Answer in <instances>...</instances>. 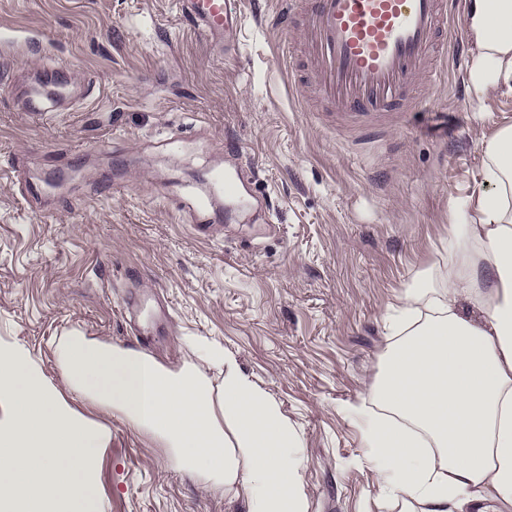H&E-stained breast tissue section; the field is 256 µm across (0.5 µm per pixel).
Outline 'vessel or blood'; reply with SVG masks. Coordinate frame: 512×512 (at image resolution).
<instances>
[{
  "label": "vessel or blood",
  "instance_id": "1",
  "mask_svg": "<svg viewBox=\"0 0 512 512\" xmlns=\"http://www.w3.org/2000/svg\"><path fill=\"white\" fill-rule=\"evenodd\" d=\"M176 6L212 45L236 47L241 19L233 0ZM277 19L300 25L305 69L290 73L294 98L312 82L327 110L354 125L416 111L439 85L438 62L465 51L460 0H282ZM237 194L233 177L211 174L206 203Z\"/></svg>",
  "mask_w": 512,
  "mask_h": 512
}]
</instances>
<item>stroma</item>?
Instances as JSON below:
<instances>
[{"label": "stroma", "instance_id": "stroma-1", "mask_svg": "<svg viewBox=\"0 0 512 512\" xmlns=\"http://www.w3.org/2000/svg\"><path fill=\"white\" fill-rule=\"evenodd\" d=\"M242 33L218 55L174 0H0V26L47 48L0 58V337L60 381L53 350L79 330L180 366L184 339L224 346L302 433L308 512L387 506L353 406L386 348L382 317L448 247L451 202L471 195L481 143L512 125V95L481 103L469 59L423 111L339 127L290 94L279 0H237ZM58 68L68 108L17 105ZM41 182L20 197L13 163ZM243 171L239 209L204 222L210 171ZM99 459L104 512H247L208 493L119 419Z\"/></svg>", "mask_w": 512, "mask_h": 512}]
</instances>
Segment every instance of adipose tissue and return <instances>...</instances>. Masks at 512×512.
Instances as JSON below:
<instances>
[{"instance_id":"1","label":"adipose tissue","mask_w":512,"mask_h":512,"mask_svg":"<svg viewBox=\"0 0 512 512\" xmlns=\"http://www.w3.org/2000/svg\"><path fill=\"white\" fill-rule=\"evenodd\" d=\"M475 101L512 92V0H466ZM481 185L452 201L448 254L387 306V345L358 409L368 458L400 512H512V125L482 143ZM480 312L466 316L463 306ZM170 368L75 331L55 348L61 383L22 343L0 340V512H100L117 418L213 493L248 512H308L303 436L236 357L201 337Z\"/></svg>"}]
</instances>
